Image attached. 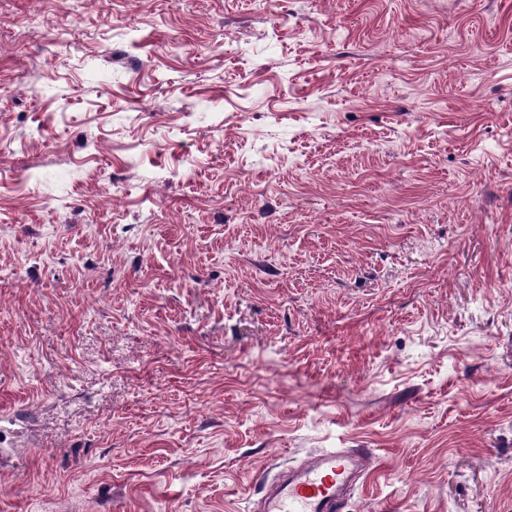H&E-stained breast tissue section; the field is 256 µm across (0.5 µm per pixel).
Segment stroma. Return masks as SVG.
<instances>
[{
    "mask_svg": "<svg viewBox=\"0 0 512 512\" xmlns=\"http://www.w3.org/2000/svg\"><path fill=\"white\" fill-rule=\"evenodd\" d=\"M512 512V0H0V512ZM369 448H327L265 480L255 512H342L350 490L373 470Z\"/></svg>",
    "mask_w": 512,
    "mask_h": 512,
    "instance_id": "35a3bbf8",
    "label": "stroma"
}]
</instances>
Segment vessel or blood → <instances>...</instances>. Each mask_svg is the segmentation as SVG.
Here are the masks:
<instances>
[{
    "label": "vessel or blood",
    "mask_w": 512,
    "mask_h": 512,
    "mask_svg": "<svg viewBox=\"0 0 512 512\" xmlns=\"http://www.w3.org/2000/svg\"><path fill=\"white\" fill-rule=\"evenodd\" d=\"M375 459L367 448H327L265 483L254 512H344L350 490Z\"/></svg>",
    "instance_id": "b4317fda"
}]
</instances>
